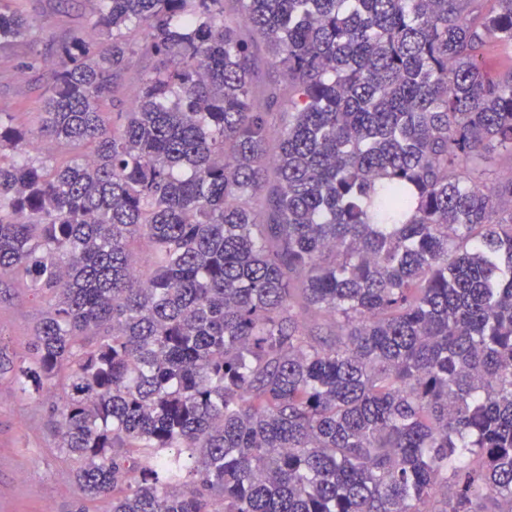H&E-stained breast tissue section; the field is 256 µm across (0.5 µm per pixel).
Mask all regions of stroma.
Segmentation results:
<instances>
[{
    "label": "stroma",
    "mask_w": 512,
    "mask_h": 512,
    "mask_svg": "<svg viewBox=\"0 0 512 512\" xmlns=\"http://www.w3.org/2000/svg\"><path fill=\"white\" fill-rule=\"evenodd\" d=\"M35 24L32 40L0 49V113L36 127L50 83L55 42L72 32L96 38L90 19L95 0H0ZM47 298L19 281L0 277V346L25 355L45 315ZM48 402L24 398L11 376H0V512H110L104 500L84 501L75 462L57 446Z\"/></svg>",
    "instance_id": "35a3bbf8"
}]
</instances>
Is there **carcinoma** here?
<instances>
[{
	"instance_id": "carcinoma-1",
	"label": "carcinoma",
	"mask_w": 512,
	"mask_h": 512,
	"mask_svg": "<svg viewBox=\"0 0 512 512\" xmlns=\"http://www.w3.org/2000/svg\"><path fill=\"white\" fill-rule=\"evenodd\" d=\"M96 2L0 118V275L48 299L0 375L62 386L84 498L512 512V0Z\"/></svg>"
}]
</instances>
